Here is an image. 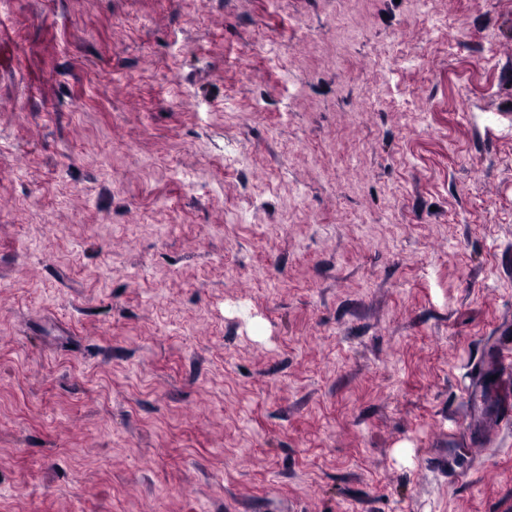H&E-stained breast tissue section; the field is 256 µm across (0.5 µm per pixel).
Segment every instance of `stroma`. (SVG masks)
I'll return each instance as SVG.
<instances>
[{
  "mask_svg": "<svg viewBox=\"0 0 512 512\" xmlns=\"http://www.w3.org/2000/svg\"><path fill=\"white\" fill-rule=\"evenodd\" d=\"M0 42V512H512V0H0ZM489 368L499 375L496 391L498 411L494 417L499 423L508 425L512 422V400L510 396V376H512L511 351L505 347L494 349ZM505 387L508 390L507 397H504L503 390Z\"/></svg>",
  "mask_w": 512,
  "mask_h": 512,
  "instance_id": "35a3bbf8",
  "label": "stroma"
}]
</instances>
